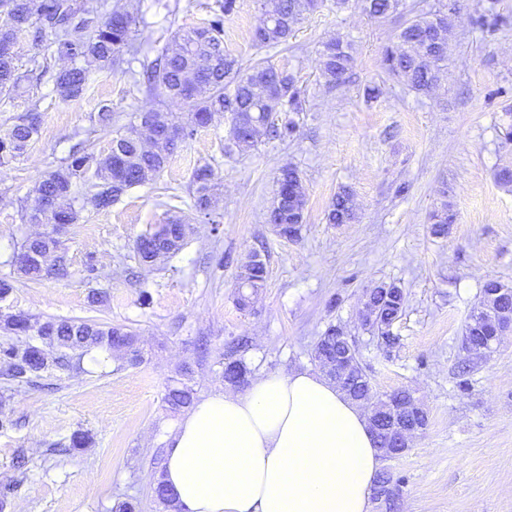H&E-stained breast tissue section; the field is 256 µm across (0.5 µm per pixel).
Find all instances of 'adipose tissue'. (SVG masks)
<instances>
[{
    "label": "adipose tissue",
    "mask_w": 512,
    "mask_h": 512,
    "mask_svg": "<svg viewBox=\"0 0 512 512\" xmlns=\"http://www.w3.org/2000/svg\"><path fill=\"white\" fill-rule=\"evenodd\" d=\"M382 465L366 410L296 370L195 402L163 468L182 512H370Z\"/></svg>",
    "instance_id": "1"
}]
</instances>
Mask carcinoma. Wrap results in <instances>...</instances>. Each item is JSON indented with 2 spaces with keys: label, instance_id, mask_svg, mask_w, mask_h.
Instances as JSON below:
<instances>
[{
  "label": "carcinoma",
  "instance_id": "obj_1",
  "mask_svg": "<svg viewBox=\"0 0 512 512\" xmlns=\"http://www.w3.org/2000/svg\"><path fill=\"white\" fill-rule=\"evenodd\" d=\"M265 16L263 25L255 30L253 41L259 48L276 47L288 41L302 15V9L312 7L314 0H256ZM363 10L372 18L381 19L398 10L402 0H361ZM237 0H221L201 25L178 33L158 52L155 59L142 63L141 77L135 80L138 88L154 97L180 101L188 107L187 121L180 125L170 119L168 112L148 108L138 113L140 120L150 121V147H145L138 128L130 125L127 131L112 139L105 156H98L85 147L77 149L68 163L57 168L39 182L38 206L22 218L31 224H75L78 211L73 206L76 190L87 189L89 201L97 209H108L128 189L153 180L169 162L178 147L193 137L198 129L210 124L217 114L232 116L231 138L227 152H247L262 137L285 141L295 132L296 124L288 116L302 111L300 91L295 77L275 64L263 60L246 69L241 60L224 49V18L232 15ZM0 10L7 11L11 24L0 27V99H12L19 91L34 86L43 77L38 72L37 59L32 66L21 68L14 52L19 39L28 40L41 51L56 55L69 66L53 75L56 91L64 100L78 99L88 87V66L111 68L139 54L136 35L138 16L115 10L106 18L84 7L81 0H0ZM428 18L419 17L404 26L398 35V45L384 53L386 71L400 77L417 91H428L438 83L448 66V43L452 37L449 17L440 20L439 28L429 36L422 35ZM349 45L340 39L325 44L322 51V77L329 84L339 85L352 68ZM284 118L276 123L273 114ZM41 126L39 110L32 107L5 133L0 134V167L21 156ZM214 172L204 164L194 172L192 187L194 206L204 214L214 212L218 199L212 193ZM278 189L267 210L266 222L282 226L287 238L300 233L305 219L306 194L296 168L280 170ZM354 219L350 192L340 189L332 198L327 213L331 224H347ZM436 235L448 233L454 215L448 206L431 216ZM188 225L180 219L167 223L165 234L152 232L140 238L137 253L145 263L178 251L186 236ZM57 230L28 236L16 254L19 271L40 279L64 272L63 240ZM241 287L250 292L239 293L237 303L245 308L251 294L265 286L267 269L264 261L250 259L239 274ZM406 296L394 283H382L370 290L362 311L363 325L379 346L393 349L398 337L392 326L402 316ZM512 325V293L501 298L494 314L486 315L477 309L470 316L463 333V344L475 354H485L497 345L490 329H506ZM0 329L14 336L26 337L0 347L4 375L21 379L37 374L48 367H70L80 364L81 358L94 348L114 352L124 349L129 361L140 359L137 336L121 325H100L84 320L42 321L26 313L6 317ZM55 349L48 356L44 347ZM248 348V340L239 337L232 341L227 352L224 380L234 386L248 384L249 369L237 353ZM350 352V363L342 378L332 373L331 358ZM317 362L326 376L349 397L364 406L375 437L382 449L392 447L391 431L386 421L396 409L408 411L411 423L426 428L428 417L418 413L420 404L413 395L398 389L389 394H377L368 373L359 361L354 346L344 338V331L329 326L320 336L314 349ZM194 401L193 389L179 382L168 387L165 403L172 413L188 408ZM401 480L387 472L377 475L373 499L384 500L385 512H396ZM154 496L165 506L175 509L177 502L162 480L153 486Z\"/></svg>",
  "mask_w": 512,
  "mask_h": 512
}]
</instances>
